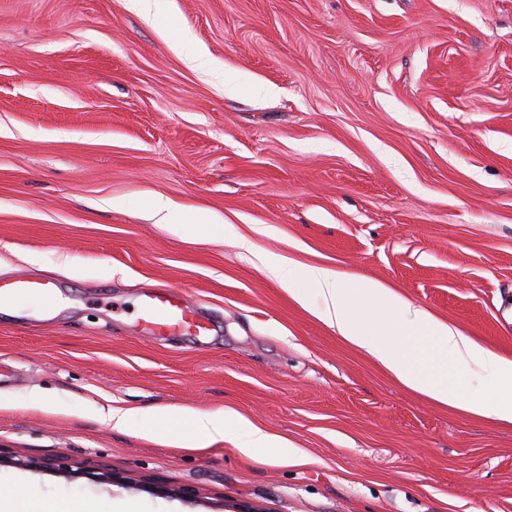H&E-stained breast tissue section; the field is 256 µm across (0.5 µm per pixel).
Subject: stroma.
<instances>
[{"instance_id": "1", "label": "stroma", "mask_w": 512, "mask_h": 512, "mask_svg": "<svg viewBox=\"0 0 512 512\" xmlns=\"http://www.w3.org/2000/svg\"><path fill=\"white\" fill-rule=\"evenodd\" d=\"M152 199L226 231L176 234ZM258 251L380 281L512 359V0H0V280L46 278L63 300L0 312V449L197 491L6 465L0 501L512 512V423L401 384ZM154 289L210 335L140 331ZM414 345L429 373L491 393ZM106 405L230 409L307 461L117 430L92 413ZM76 464V469L87 473L95 474L97 475V478L103 481L110 482L112 484H119L123 488H126L128 490H140L151 487L150 483L144 479H135L131 477L119 476L113 472L105 470L103 472H100L99 470H102L101 467L93 460L86 459Z\"/></svg>"}]
</instances>
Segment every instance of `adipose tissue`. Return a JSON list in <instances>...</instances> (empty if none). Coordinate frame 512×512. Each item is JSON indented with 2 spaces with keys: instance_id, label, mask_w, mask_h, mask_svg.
I'll return each instance as SVG.
<instances>
[{
  "instance_id": "obj_1",
  "label": "adipose tissue",
  "mask_w": 512,
  "mask_h": 512,
  "mask_svg": "<svg viewBox=\"0 0 512 512\" xmlns=\"http://www.w3.org/2000/svg\"><path fill=\"white\" fill-rule=\"evenodd\" d=\"M257 260L301 306H308L311 299H319L317 318L335 329L345 341L379 361L405 386L440 403L512 422V359L433 318L381 282L351 283L330 268L298 266L262 254ZM407 337L428 339L456 365L492 377V396H465L446 377L425 373L409 357L403 344ZM152 422L164 425L166 435L186 448H206L226 441L236 444L247 455L261 452L292 465L302 461L298 450L286 440L245 425L241 416L231 410L208 413L168 406L154 412Z\"/></svg>"
}]
</instances>
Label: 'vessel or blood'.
Returning a JSON list of instances; mask_svg holds the SVG:
<instances>
[{"mask_svg":"<svg viewBox=\"0 0 512 512\" xmlns=\"http://www.w3.org/2000/svg\"><path fill=\"white\" fill-rule=\"evenodd\" d=\"M28 296L41 297L43 308L47 311L56 303L55 289L45 279L21 276L0 283V308L11 306ZM138 322L145 332L153 336H202L210 331L205 320L190 310L177 294L164 290L145 295Z\"/></svg>","mask_w":512,"mask_h":512,"instance_id":"b4317fda","label":"vessel or blood"}]
</instances>
